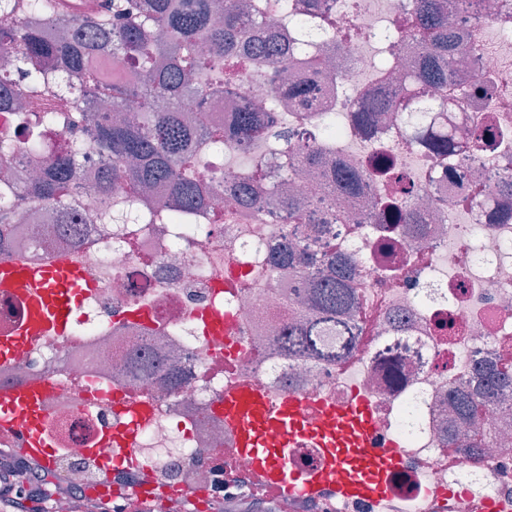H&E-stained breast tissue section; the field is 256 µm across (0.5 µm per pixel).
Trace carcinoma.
Segmentation results:
<instances>
[{
  "mask_svg": "<svg viewBox=\"0 0 512 512\" xmlns=\"http://www.w3.org/2000/svg\"><path fill=\"white\" fill-rule=\"evenodd\" d=\"M63 0H0V14L16 16L21 25L0 29V109L19 113L24 145L42 160L35 177L16 175L0 182V224L12 223L15 212L35 202L61 216L77 199L71 185L79 178L80 163L91 145L106 158L97 189L110 191L112 184L129 186L130 193L146 194L158 184L168 192L155 207L153 217L166 222L171 210L189 221L215 211L216 200L204 190L211 164L201 161L207 148L216 151L224 139L252 140L266 137L265 126L255 112H240L223 128L192 127L183 122L179 105L189 97L203 99L224 90L243 68L263 64L273 69L288 63V48L276 36H256L255 15L261 8L248 0H99L90 13L73 14ZM413 37L421 50L420 60L402 80L400 97L390 105L396 112H414L412 144L446 153L460 147L462 129L437 131L424 126L425 113L448 111V85L456 79L457 59L470 46L454 36L451 21L440 0H414ZM113 53L140 68V91L132 94L103 64ZM114 112H135L134 120L103 122L90 110V94ZM299 112L294 123L279 133L285 141L290 164L285 178L299 169L321 162L330 149L328 140L316 143L303 129L313 97L308 84L288 90ZM63 97L61 107L30 109L39 98ZM54 127L78 129L91 140L73 138L57 152L46 154V132ZM16 149L14 132H0V167L11 168ZM362 174L338 165L332 174L336 190L355 193ZM264 190L279 200L296 224L305 220L302 204L281 189L265 182L254 167L236 176L238 198ZM471 202L485 207L512 210V187L498 197L474 193ZM101 224H127L130 212L120 203L96 217ZM326 273L311 283L307 307L311 317L288 324L277 341L279 353L289 359L334 361L344 357L355 340L349 313L356 307L354 273L348 257L329 243L323 255ZM273 264L298 274L306 257L285 248ZM512 386V365L500 360L480 375L477 387L453 394L455 411L474 419L488 394L500 386Z\"/></svg>",
  "mask_w": 512,
  "mask_h": 512,
  "instance_id": "1",
  "label": "carcinoma"
}]
</instances>
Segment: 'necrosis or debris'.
I'll list each match as a JSON object with an SVG mask.
<instances>
[{
    "label": "necrosis or debris",
    "mask_w": 512,
    "mask_h": 512,
    "mask_svg": "<svg viewBox=\"0 0 512 512\" xmlns=\"http://www.w3.org/2000/svg\"><path fill=\"white\" fill-rule=\"evenodd\" d=\"M312 2L310 49L318 63L289 62L285 81L315 82L317 107L342 114L334 148L366 172L359 195L329 192L324 170L316 169L294 185L309 202L304 223H292L270 198L254 209L228 203L224 182L234 159L259 162L273 176L286 164L278 143L238 140L225 144L208 177L216 215L157 224L147 206L130 201L126 186L97 192L94 173L102 161L91 150L72 217L81 240L56 231L54 216L33 206L0 226V264L70 258L85 269L90 288L69 333L39 339L20 360L0 364V388L53 381L42 432L60 464L59 477L74 493L91 481L78 461L111 462L112 512H123L146 485L153 488L157 512H179L185 498L199 512L214 501L230 512L260 501L250 461L231 455L234 433L212 410L225 387L238 383L328 404L365 398L374 410L378 447L402 451L390 501L296 496L294 512H427L443 493L450 512H481L489 499L499 512H512V388L495 393L480 418L494 434L489 452L446 448L449 433L463 425L448 406L449 392L512 353V212L497 215L465 202L471 187L492 190L512 178V37L505 35L512 28V0H478L479 15L452 18L464 40L480 45L458 62L466 77L454 86L456 120L473 125L492 117L496 140L481 152L461 148L447 159L405 144L398 113H382L367 128L350 117L367 94L396 99L403 74L414 66L405 18L409 0H374L363 10L350 0ZM388 25L395 46L383 69L375 34ZM489 32L498 36L492 48L484 44ZM272 94L271 83L247 68L223 95L186 100L182 112L188 121L221 127ZM378 158L393 161L414 187L424 223L377 222L374 205L389 194L369 172ZM112 200L130 201L134 226L93 223ZM335 212L345 223H330ZM331 238L355 264L357 344L339 363L282 359L266 343L305 314L306 283ZM284 242L310 255L303 275L271 267L272 249ZM135 305L149 309L151 324L126 319ZM200 310L222 312L229 329L203 335L195 320ZM165 325L177 331L163 339L157 330ZM136 353L174 365L181 383L171 385L162 374L144 379L131 366ZM117 388L155 406L150 420L134 424L127 449L100 442L115 419Z\"/></svg>",
    "instance_id": "obj_1"
}]
</instances>
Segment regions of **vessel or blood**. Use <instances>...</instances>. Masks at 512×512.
Returning a JSON list of instances; mask_svg holds the SVG:
<instances>
[{"instance_id": "obj_1", "label": "vessel or blood", "mask_w": 512, "mask_h": 512, "mask_svg": "<svg viewBox=\"0 0 512 512\" xmlns=\"http://www.w3.org/2000/svg\"><path fill=\"white\" fill-rule=\"evenodd\" d=\"M20 282L28 286L26 316L14 334L0 337V363L22 357L37 338L65 333L86 277L82 264L69 259L42 266H0V295L13 292ZM51 388V382L43 381L0 389V428L23 425L27 454L44 464L51 461L52 452L40 434L42 401ZM310 404V399L293 392L274 397L249 384L227 387L220 411L225 426L235 434L232 455L249 458L257 481L279 492L314 498L328 490L340 502L388 500L403 457L399 449L374 446L367 403L329 404L314 418L307 414ZM124 412L127 424L105 430L103 443L129 446L131 421L146 420L154 410L147 402L136 401L126 404ZM300 443L317 448L318 467L301 471L292 466L285 448Z\"/></svg>"}]
</instances>
